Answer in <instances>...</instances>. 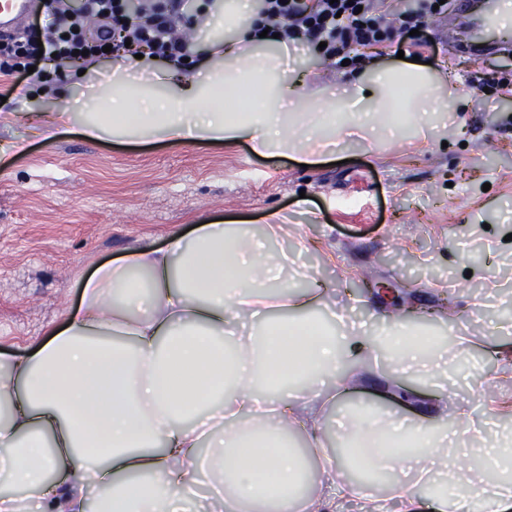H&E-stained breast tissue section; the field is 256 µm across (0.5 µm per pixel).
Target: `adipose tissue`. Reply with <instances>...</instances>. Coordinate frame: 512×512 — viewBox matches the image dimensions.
Instances as JSON below:
<instances>
[{
  "instance_id": "obj_1",
  "label": "adipose tissue",
  "mask_w": 512,
  "mask_h": 512,
  "mask_svg": "<svg viewBox=\"0 0 512 512\" xmlns=\"http://www.w3.org/2000/svg\"><path fill=\"white\" fill-rule=\"evenodd\" d=\"M263 25L253 0H209L192 67L148 52H118L109 68L75 59L61 89L70 103L24 118L45 139L75 121L93 140L245 143L319 165L347 128L391 145L468 105L439 69L410 63H371L339 94L311 88L285 40L258 36ZM282 230L269 223L248 237L211 221L84 277L64 327L0 363V479L33 493L37 512H90L95 485L110 489L112 512H179L203 463L222 490L211 512H341L352 497L358 512H512L511 473L484 484L449 469L447 438L432 426L437 401L393 385L416 407L408 423L347 403L370 356L430 382L448 375L447 344L401 313L352 330L328 289L274 283L288 255L263 242ZM274 380L298 397L268 408L259 390ZM330 401L341 406L338 452L313 464L282 440L299 430L320 443ZM455 438L489 467L512 457V430L487 438L464 416Z\"/></svg>"
}]
</instances>
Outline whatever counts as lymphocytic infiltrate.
Returning <instances> with one entry per match:
<instances>
[{"label":"lymphocytic infiltrate","mask_w":512,"mask_h":512,"mask_svg":"<svg viewBox=\"0 0 512 512\" xmlns=\"http://www.w3.org/2000/svg\"><path fill=\"white\" fill-rule=\"evenodd\" d=\"M387 0H264L263 11L269 22L279 26L283 39L320 49L322 57L333 58L346 48L396 47L400 37L409 35L422 19L435 15L440 0H415L410 12L398 14L397 25L387 21ZM60 0H46L49 23L30 24L25 42L6 49L0 71L15 72L35 67L46 72L51 59L73 58L81 50L94 56L102 53L113 39L146 46L154 54L178 61L185 57V44L167 35L171 16L179 14L184 0H166L157 10L128 17L122 0H85L86 14L112 21L111 32L87 39L81 18L64 19Z\"/></svg>","instance_id":"obj_1"}]
</instances>
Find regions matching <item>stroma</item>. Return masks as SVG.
<instances>
[{"mask_svg": "<svg viewBox=\"0 0 512 512\" xmlns=\"http://www.w3.org/2000/svg\"><path fill=\"white\" fill-rule=\"evenodd\" d=\"M458 22L452 9L426 19V45L403 51L468 92L465 111L434 136L390 148L347 140L335 162L307 168L244 144H116L75 127L45 140L13 116L20 90L29 111L53 109L41 78L0 72V140L17 146L0 167V356L30 353L61 328L98 264L204 220L273 217L288 227L270 246L287 250L289 284H327L350 320L378 318L357 294L366 282L407 311H439L455 337L441 429L456 427L461 405L492 431L511 424L512 92L495 78L512 74V48L462 52ZM477 72L493 74L487 88L472 85Z\"/></svg>", "mask_w": 512, "mask_h": 512, "instance_id": "obj_1", "label": "stroma"}]
</instances>
